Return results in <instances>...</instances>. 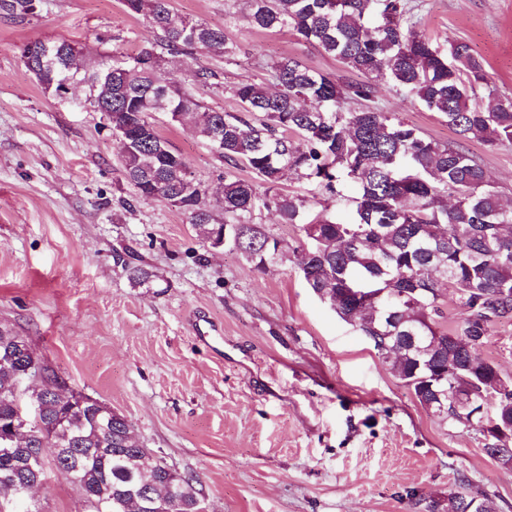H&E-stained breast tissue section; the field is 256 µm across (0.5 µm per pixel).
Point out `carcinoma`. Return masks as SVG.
<instances>
[{"instance_id":"carcinoma-1","label":"carcinoma","mask_w":512,"mask_h":512,"mask_svg":"<svg viewBox=\"0 0 512 512\" xmlns=\"http://www.w3.org/2000/svg\"><path fill=\"white\" fill-rule=\"evenodd\" d=\"M38 0H0V11L25 18ZM255 30L289 32L315 44L363 80L342 82L309 69L291 56L269 67L271 91L240 82L231 88L242 114L208 111L201 93L221 84V74L200 67L187 88L164 75L165 55L194 58L206 48L226 57L240 46L226 29L177 13L171 0H124L128 12L143 16L155 38L134 54L112 55L81 69L75 44L34 42L21 59L52 96L66 99V87H86L84 106L112 113V127L124 129L119 176L142 202L164 201L184 212L203 241L226 235V246L259 267L282 259L280 241L255 222V213H276L311 240L296 252L301 276L313 293L342 320L372 336H396L402 351L382 358L422 407L429 398L421 377L434 368L452 370V382L486 396L494 392L492 360L481 358L491 328L512 321V207L499 200L485 169L463 151L428 139L395 112H379L377 88L389 85L441 114L463 138L489 147L512 144V96L490 85L483 60L465 42L442 51L417 29L409 0H249ZM191 125L196 135L219 148L227 165L220 212L204 203L206 187L160 136L153 114ZM245 165L256 176L234 175ZM320 186L324 195L316 218L305 202L280 192L288 174ZM347 202V218L333 210ZM136 284L153 272L124 264ZM454 289L461 322L442 327V295L383 303H356L346 285L360 282L390 296L401 288ZM428 336L412 347L407 336ZM24 338L0 328V512L12 507L24 487L46 477L40 465L8 447L3 436L17 412L32 404L31 444L57 448V474L80 487L91 512H200L202 500L192 477L166 470L160 458L133 437L132 425L117 413L81 406L76 391L56 393L59 376ZM492 417L512 424V397L495 398ZM495 512L493 502L460 493L448 495V512Z\"/></svg>"}]
</instances>
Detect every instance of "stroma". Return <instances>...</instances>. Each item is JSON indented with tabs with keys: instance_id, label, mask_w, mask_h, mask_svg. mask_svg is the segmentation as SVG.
<instances>
[{
	"instance_id": "stroma-1",
	"label": "stroma",
	"mask_w": 512,
	"mask_h": 512,
	"mask_svg": "<svg viewBox=\"0 0 512 512\" xmlns=\"http://www.w3.org/2000/svg\"><path fill=\"white\" fill-rule=\"evenodd\" d=\"M418 28L440 49L467 42L499 93L512 95V0H411ZM191 18L228 29L232 60L206 50L169 58L165 74L191 85L220 72L206 108L240 107L229 91L266 78L286 56L354 81L317 47L252 29L247 0H172ZM122 0H41L36 16L0 13V327L24 336L68 388L124 415L136 437L194 477L205 512H443L451 493L487 496L512 512V469L484 436L424 410L333 308L306 287L292 255L305 239L270 211L258 224L285 258L261 269L203 243L165 202L132 200L117 143L102 119L45 94L21 61L29 43H80L87 59L136 52L150 39ZM375 104L434 141L471 155L512 203V145L459 136L438 113L379 86ZM171 149L217 187L225 163L188 127L156 116ZM144 264L132 283L122 262ZM224 338L199 343L195 317ZM30 512H88L81 490L49 475Z\"/></svg>"
}]
</instances>
